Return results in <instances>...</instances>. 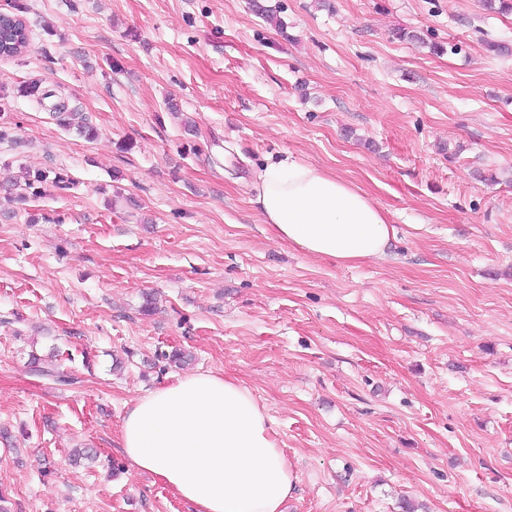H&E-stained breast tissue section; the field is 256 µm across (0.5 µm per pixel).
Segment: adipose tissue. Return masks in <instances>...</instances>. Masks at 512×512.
<instances>
[{
	"mask_svg": "<svg viewBox=\"0 0 512 512\" xmlns=\"http://www.w3.org/2000/svg\"><path fill=\"white\" fill-rule=\"evenodd\" d=\"M254 202L273 236L347 265L384 258L394 229L362 189L285 158L257 175ZM132 468L152 473L195 512H283L295 476L243 385L185 374L135 398L119 432Z\"/></svg>",
	"mask_w": 512,
	"mask_h": 512,
	"instance_id": "ef3b65f1",
	"label": "adipose tissue"
}]
</instances>
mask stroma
Wrapping results in <instances>:
<instances>
[{"label": "stroma", "instance_id": "1", "mask_svg": "<svg viewBox=\"0 0 512 512\" xmlns=\"http://www.w3.org/2000/svg\"><path fill=\"white\" fill-rule=\"evenodd\" d=\"M0 11L31 30L27 52L0 60L9 512H191L115 444L132 400L188 373L251 390L297 477L285 512H512V12ZM31 83L87 113L96 136L32 107ZM289 155L387 211L386 258L342 266L273 238L253 184ZM38 171L48 181L31 182ZM83 447L94 459L73 463Z\"/></svg>", "mask_w": 512, "mask_h": 512}]
</instances>
